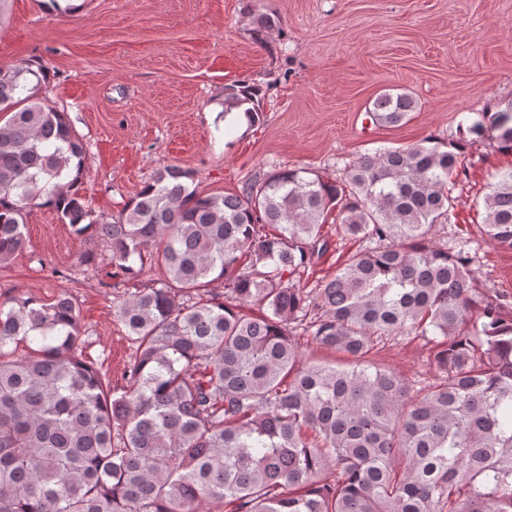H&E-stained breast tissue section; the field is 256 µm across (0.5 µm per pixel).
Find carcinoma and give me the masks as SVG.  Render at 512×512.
Segmentation results:
<instances>
[{
    "mask_svg": "<svg viewBox=\"0 0 512 512\" xmlns=\"http://www.w3.org/2000/svg\"><path fill=\"white\" fill-rule=\"evenodd\" d=\"M254 24L259 40L279 20ZM46 80L40 63L0 66V264L28 210H56L102 247L79 263L128 288L116 318L134 355L114 386L82 357L71 295L0 300V512H512V299L478 286L467 238L429 241L453 223L464 143L380 148L332 182L284 167L228 194L167 167L109 221L75 190L86 146L38 96ZM258 95L233 86L224 114L259 123ZM416 108L387 89L370 114L398 126ZM489 128L512 151V101L468 132ZM483 206L486 239L512 249V171ZM330 219L362 247L309 291ZM299 328L345 360H306ZM403 335L430 346L434 382L367 360Z\"/></svg>",
    "mask_w": 512,
    "mask_h": 512,
    "instance_id": "cac0c4a2",
    "label": "carcinoma"
}]
</instances>
